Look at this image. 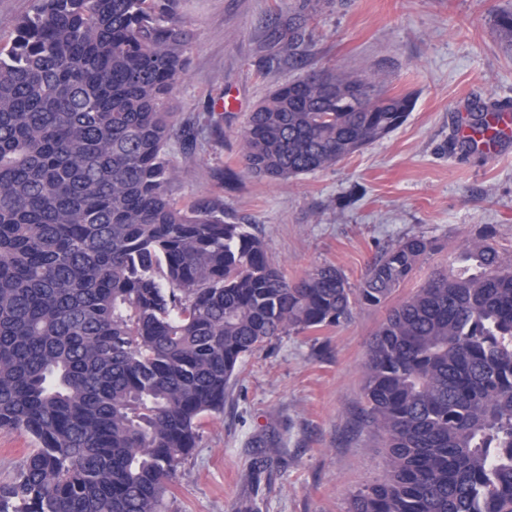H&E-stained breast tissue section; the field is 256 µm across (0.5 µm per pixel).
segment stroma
Masks as SVG:
<instances>
[{
	"mask_svg": "<svg viewBox=\"0 0 512 512\" xmlns=\"http://www.w3.org/2000/svg\"><path fill=\"white\" fill-rule=\"evenodd\" d=\"M502 8L512 0H179L194 39L175 111L195 117L228 94L240 106L225 109L223 139L189 157L171 144L174 199L222 200L225 220L252 225L291 281L333 265L355 287L398 241L435 240L397 301L434 270L456 267L484 230L512 259V145L491 162L451 142L460 103H512V46L494 23ZM294 26L308 41L291 57L283 46ZM316 66L375 76L387 95H411L412 110L334 166L276 182L246 173L237 133L248 113ZM221 171L232 179L219 183ZM386 314L363 306L346 324L283 335L246 356L223 413L205 418L198 447L177 464L167 512H348L350 492L386 471L380 437L359 419L367 347ZM32 447L0 430V485Z\"/></svg>",
	"mask_w": 512,
	"mask_h": 512,
	"instance_id": "35a3bbf8",
	"label": "stroma"
}]
</instances>
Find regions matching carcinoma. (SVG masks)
Listing matches in <instances>:
<instances>
[{
    "label": "carcinoma",
    "instance_id": "carcinoma-1",
    "mask_svg": "<svg viewBox=\"0 0 512 512\" xmlns=\"http://www.w3.org/2000/svg\"><path fill=\"white\" fill-rule=\"evenodd\" d=\"M176 2L38 0L0 45V429L37 443L0 512H166L245 356L387 303L437 249L402 239L358 288L330 265L290 282L223 204H178L169 145L222 136L224 113L172 111L193 38ZM412 107L314 68L249 114L241 164L313 173ZM490 237L373 334L363 415L387 475L348 512H512V260Z\"/></svg>",
    "mask_w": 512,
    "mask_h": 512
}]
</instances>
